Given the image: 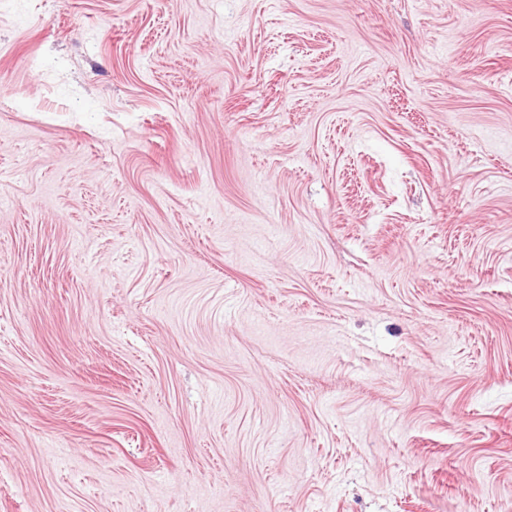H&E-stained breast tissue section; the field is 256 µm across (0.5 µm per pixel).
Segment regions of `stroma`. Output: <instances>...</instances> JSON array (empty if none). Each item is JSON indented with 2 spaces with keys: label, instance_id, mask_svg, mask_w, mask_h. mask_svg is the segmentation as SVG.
<instances>
[{
  "label": "stroma",
  "instance_id": "35a3bbf8",
  "mask_svg": "<svg viewBox=\"0 0 512 512\" xmlns=\"http://www.w3.org/2000/svg\"><path fill=\"white\" fill-rule=\"evenodd\" d=\"M0 512H512V0H0Z\"/></svg>",
  "mask_w": 512,
  "mask_h": 512
}]
</instances>
